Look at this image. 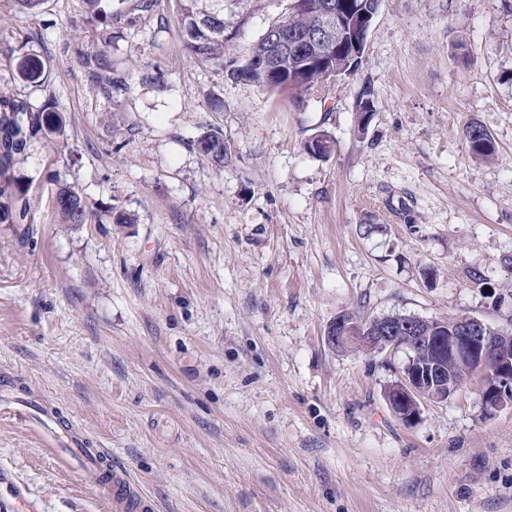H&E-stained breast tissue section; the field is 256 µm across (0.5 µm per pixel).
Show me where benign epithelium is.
I'll list each match as a JSON object with an SVG mask.
<instances>
[{
	"label": "benign epithelium",
	"mask_w": 512,
	"mask_h": 512,
	"mask_svg": "<svg viewBox=\"0 0 512 512\" xmlns=\"http://www.w3.org/2000/svg\"><path fill=\"white\" fill-rule=\"evenodd\" d=\"M379 9L377 0L364 18L351 20L336 8L322 9L318 11V29L299 42L318 49L336 45L333 79L340 83L351 77L356 65L363 61L369 31ZM422 323L424 319L419 317L397 318L389 323L382 319L338 316L327 329L326 342L331 347L356 342L389 355L408 350L399 377L384 394L395 417L407 426L420 421L427 404L446 402L459 389L460 382L438 366L448 357L469 364L464 380H477L479 401L485 412L491 414L512 407V357L499 353L498 330L478 317L466 316L458 321L450 336H424ZM428 354L435 357V362L430 369L423 370L418 363Z\"/></svg>",
	"instance_id": "benign-epithelium-1"
}]
</instances>
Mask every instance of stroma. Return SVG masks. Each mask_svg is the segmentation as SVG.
<instances>
[{"label": "stroma", "mask_w": 512, "mask_h": 512, "mask_svg": "<svg viewBox=\"0 0 512 512\" xmlns=\"http://www.w3.org/2000/svg\"><path fill=\"white\" fill-rule=\"evenodd\" d=\"M240 5L236 58L281 9ZM104 43L108 94L85 63ZM1 90L54 98L67 141L20 169L30 224H0V396L51 400L155 512H512V408L486 414L469 383L406 426L383 397L405 353L324 340L344 310L512 328V0H382L356 74L300 103L189 60L175 0L110 27L83 0H0ZM473 123L497 161L469 151ZM209 129L223 166L194 146ZM319 130L330 158L303 148ZM58 179L91 223H60ZM0 503L110 512L10 422ZM16 68L23 80L30 83H40L44 79L47 62L41 55L23 52L17 58Z\"/></svg>", "instance_id": "obj_1"}]
</instances>
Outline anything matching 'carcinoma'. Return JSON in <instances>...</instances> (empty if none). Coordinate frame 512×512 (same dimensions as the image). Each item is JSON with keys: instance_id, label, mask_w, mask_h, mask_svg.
Here are the masks:
<instances>
[{"instance_id": "carcinoma-1", "label": "carcinoma", "mask_w": 512, "mask_h": 512, "mask_svg": "<svg viewBox=\"0 0 512 512\" xmlns=\"http://www.w3.org/2000/svg\"><path fill=\"white\" fill-rule=\"evenodd\" d=\"M89 18L110 25L122 19V12L112 10L105 0H84ZM283 8L273 18L261 38L252 45L242 61L226 60L227 51L246 22L242 17L231 23L224 17V0H178L182 37L187 56L197 62L227 69L237 81L261 88L270 94L289 93L302 98L329 89L331 71L311 58L309 48L300 45L278 56L270 67L259 68L258 61L268 49L276 30L288 38L313 32L317 28L315 10L299 7L298 0H281ZM19 76L30 83L43 81L47 62L42 56L24 52L17 58ZM465 140L471 153L492 162L497 158L496 146L486 129L478 124L467 126ZM65 121L57 103L49 98L36 106L8 93L0 92V221L26 224L29 221L31 184L15 175L28 159L31 147L51 139H63ZM320 142L305 144V150L318 158H328L334 142L324 130L318 132ZM196 149L217 166L224 165V133L209 130L198 136ZM56 208L65 224H86L92 213L80 191L68 184L56 189Z\"/></svg>"}]
</instances>
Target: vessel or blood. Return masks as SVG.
Returning <instances> with one entry per match:
<instances>
[{
    "mask_svg": "<svg viewBox=\"0 0 512 512\" xmlns=\"http://www.w3.org/2000/svg\"><path fill=\"white\" fill-rule=\"evenodd\" d=\"M0 415L29 425L48 453L61 468L75 472L85 484L107 491L113 512H153L154 505L125 469L113 467L106 449L93 447L78 428L57 431L35 423L25 398L16 397L0 403Z\"/></svg>",
    "mask_w": 512,
    "mask_h": 512,
    "instance_id": "obj_1",
    "label": "vessel or blood"
}]
</instances>
